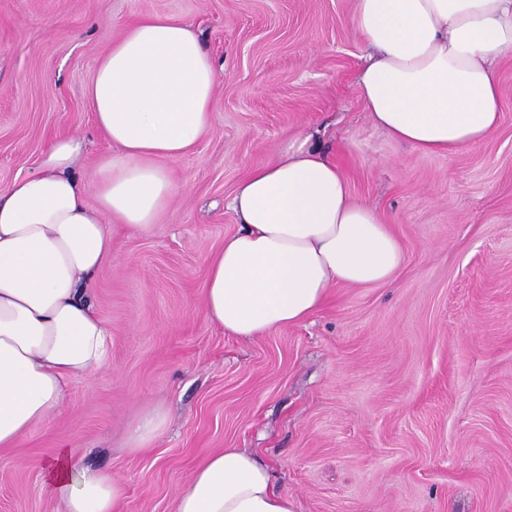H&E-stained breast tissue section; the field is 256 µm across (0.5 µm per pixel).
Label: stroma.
<instances>
[{
	"mask_svg": "<svg viewBox=\"0 0 512 512\" xmlns=\"http://www.w3.org/2000/svg\"><path fill=\"white\" fill-rule=\"evenodd\" d=\"M354 0H0V188L52 136L86 140L92 180L110 146L85 89L124 27L191 25L219 73L214 123L169 160L175 193L148 230L115 227L97 275L109 356L48 422L0 451V512H55L39 462L66 444L124 485L121 512H173L220 448L268 464L296 512H512V55L501 124L453 155L376 129L358 95ZM312 137L375 207L403 262L387 286L340 287L305 322L240 339L206 317L205 260L238 229L236 184ZM163 408L151 448L138 417ZM165 422L166 414L162 408L153 407L144 411L129 432L128 448L131 451L150 448Z\"/></svg>",
	"mask_w": 512,
	"mask_h": 512,
	"instance_id": "obj_1",
	"label": "stroma"
}]
</instances>
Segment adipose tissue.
<instances>
[{
  "label": "adipose tissue",
  "instance_id": "adipose-tissue-1",
  "mask_svg": "<svg viewBox=\"0 0 512 512\" xmlns=\"http://www.w3.org/2000/svg\"><path fill=\"white\" fill-rule=\"evenodd\" d=\"M370 50L356 79L374 126L424 154L452 155L498 130L496 64L512 53V0H355ZM217 72L198 35L172 16L131 22L99 60L85 95L112 150L94 180L76 172L83 138L50 141L34 172L0 189V450L15 448L62 403L68 381L104 363L112 332L94 276L112 260L108 218L152 226L173 183L165 159L213 122ZM239 229L206 261L208 321L255 338L299 324L338 286L389 284L402 249L376 209L353 200L336 161L304 138L236 186ZM57 512H120L122 483L67 448L41 465ZM174 512H296L268 466L225 448L193 471Z\"/></svg>",
  "mask_w": 512,
  "mask_h": 512
}]
</instances>
